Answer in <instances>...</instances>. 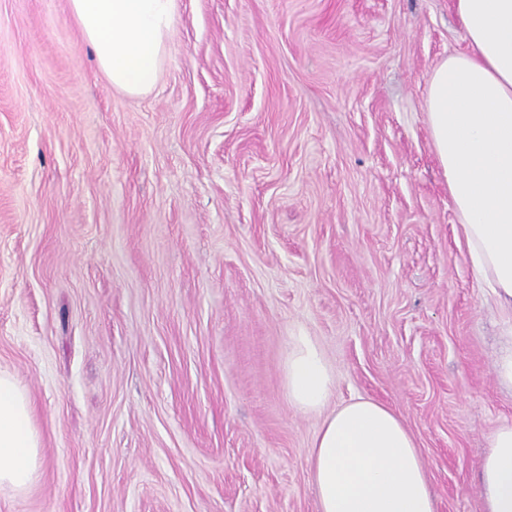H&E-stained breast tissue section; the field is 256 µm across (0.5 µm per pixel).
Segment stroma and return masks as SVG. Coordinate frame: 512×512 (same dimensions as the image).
Returning <instances> with one entry per match:
<instances>
[{"label":"stroma","mask_w":512,"mask_h":512,"mask_svg":"<svg viewBox=\"0 0 512 512\" xmlns=\"http://www.w3.org/2000/svg\"><path fill=\"white\" fill-rule=\"evenodd\" d=\"M466 49L454 0H177L133 97L68 0H0V372L41 439L0 512H317L300 329L331 406L401 418L437 512H484L512 389L426 113ZM284 377L290 402L304 412H321L335 390L333 371L320 346L304 331L289 336Z\"/></svg>","instance_id":"1"}]
</instances>
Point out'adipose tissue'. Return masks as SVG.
Instances as JSON below:
<instances>
[{"mask_svg": "<svg viewBox=\"0 0 512 512\" xmlns=\"http://www.w3.org/2000/svg\"><path fill=\"white\" fill-rule=\"evenodd\" d=\"M175 7L69 0L108 83L131 96L158 82ZM455 11L468 50L434 67L426 112L468 263L499 312L505 344L496 377L512 388V0H455ZM284 377L294 407L324 413L335 378L306 332L288 339ZM324 415L308 458L317 512H437L414 438L391 408L360 397ZM40 446L28 394L1 372L0 485L28 490ZM480 476L484 512H512V421L490 434Z\"/></svg>", "mask_w": 512, "mask_h": 512, "instance_id": "1", "label": "adipose tissue"}]
</instances>
